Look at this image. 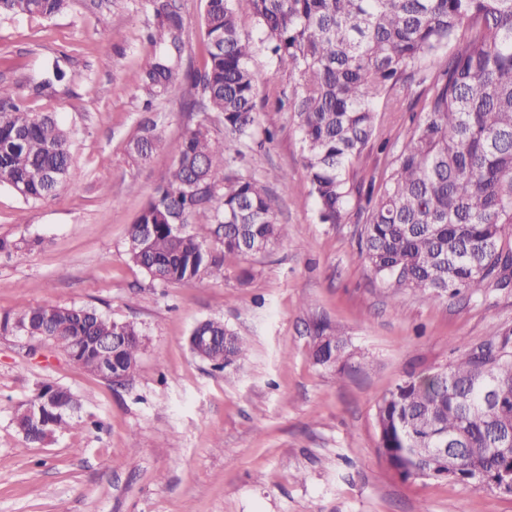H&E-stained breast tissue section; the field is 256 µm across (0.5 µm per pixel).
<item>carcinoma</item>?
Here are the masks:
<instances>
[{"instance_id": "1", "label": "carcinoma", "mask_w": 512, "mask_h": 512, "mask_svg": "<svg viewBox=\"0 0 512 512\" xmlns=\"http://www.w3.org/2000/svg\"><path fill=\"white\" fill-rule=\"evenodd\" d=\"M68 0H0V14L48 19ZM259 43L295 91L288 104L323 224H345L357 208L360 253L375 276L421 295L473 296L512 285V0H249ZM146 38L152 56L135 77L143 111L183 94L185 17L176 0H151ZM209 62L189 75L191 108L204 118L187 129L168 178L127 232L126 255L159 284L224 278V259L245 263L288 235L276 199L246 170L245 154L225 155L224 139H249L257 123L255 43L242 36L234 0H203ZM422 86L424 116L392 153L387 174L349 184L352 160L373 147L380 112L402 111L398 89ZM217 114L218 128L209 121ZM159 141L147 120L128 152L150 158ZM69 134L51 114L36 115L0 84V185L28 202L68 181ZM315 364L342 372L352 354L342 334L315 325ZM1 336L46 339L83 369L100 374L101 341L131 381L142 331L88 306L43 304L0 315ZM191 353L216 369L247 357V342L217 318L191 330ZM78 400L40 386L16 411L23 437L44 444L70 427ZM377 450L409 471L444 478L434 448H457L459 482L508 466L489 453L512 443V327L461 351L427 379L410 375L376 408Z\"/></svg>"}]
</instances>
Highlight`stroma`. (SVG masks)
<instances>
[{
    "label": "stroma",
    "instance_id": "35a3bbf8",
    "mask_svg": "<svg viewBox=\"0 0 512 512\" xmlns=\"http://www.w3.org/2000/svg\"><path fill=\"white\" fill-rule=\"evenodd\" d=\"M183 71L204 68L202 0H180ZM149 0H69L43 20L0 15V83L26 91L47 67L65 76L29 98L70 133L65 186L38 202L0 187V313L92 306L136 323L144 346L133 382L108 384L66 355L0 335V512H512V496L448 480L394 475L377 453L375 408L409 374L446 367L472 342L512 327V287L438 299L393 288L360 256V226L323 224L310 193L290 109L260 108L255 138H226L279 198L288 237L255 255L240 284L224 276L159 285L127 259L125 236L198 120L184 97L145 115L134 79L153 48ZM258 99L292 83L257 47ZM161 140L147 162L128 145L145 118ZM273 140H265V131ZM216 317L249 352L223 371L195 358V324ZM342 330L354 353L345 373L313 363V328ZM68 388L73 426L28 443L13 417L39 384Z\"/></svg>",
    "mask_w": 512,
    "mask_h": 512
}]
</instances>
